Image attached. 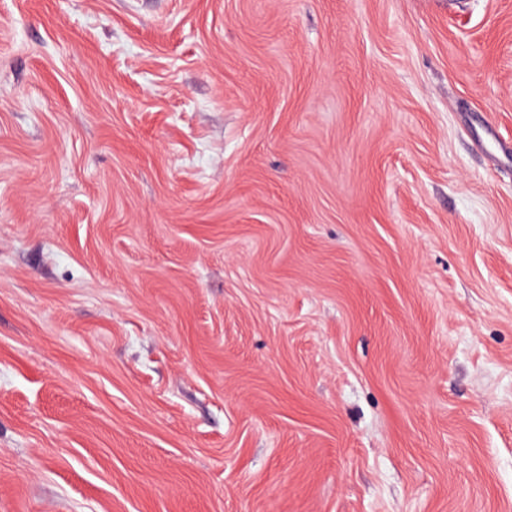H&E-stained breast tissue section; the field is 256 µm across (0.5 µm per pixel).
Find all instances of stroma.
Listing matches in <instances>:
<instances>
[{
  "mask_svg": "<svg viewBox=\"0 0 512 512\" xmlns=\"http://www.w3.org/2000/svg\"><path fill=\"white\" fill-rule=\"evenodd\" d=\"M0 512H512V0H0Z\"/></svg>",
  "mask_w": 512,
  "mask_h": 512,
  "instance_id": "35a3bbf8",
  "label": "stroma"
}]
</instances>
